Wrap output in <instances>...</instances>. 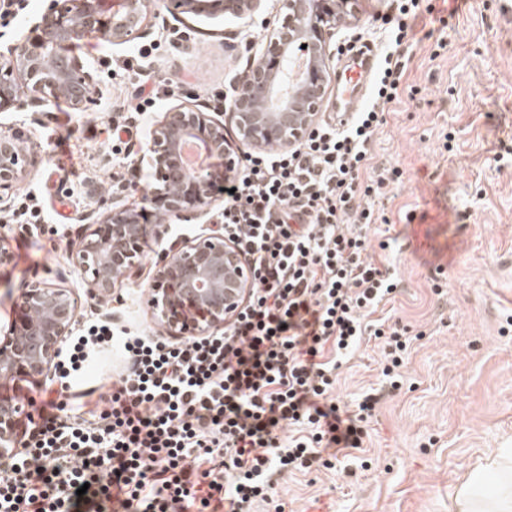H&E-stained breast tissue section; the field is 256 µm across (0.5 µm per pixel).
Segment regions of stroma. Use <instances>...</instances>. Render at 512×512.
Segmentation results:
<instances>
[{"mask_svg": "<svg viewBox=\"0 0 512 512\" xmlns=\"http://www.w3.org/2000/svg\"><path fill=\"white\" fill-rule=\"evenodd\" d=\"M277 8L267 0L242 25L222 15L177 19L159 2L150 36L115 47L91 33L73 45L98 74L96 106L76 112L59 100L0 116L29 131L42 153L0 202V212L25 203L42 210L37 223L0 229V245L13 256L0 267L1 325L14 317L21 289L57 268L66 272L64 287L83 298L78 329L96 321L69 260L77 230L116 184H126L123 202L133 208L152 188L142 140L132 142L133 164L112 159L109 128L132 103L133 62L143 60L153 81L182 83L157 103L152 120L181 103L223 111L230 81L247 64L245 42L260 43ZM395 12L394 0H360L354 45L383 51L380 19ZM240 30L246 40L235 39ZM409 39L403 91L385 108L366 172L382 182L368 253L396 287L377 314L413 335L408 360L391 387L378 365L380 346L362 341L338 369L333 393L348 406L376 395L362 451L328 469L276 474L273 497L251 512H449L468 469L512 448V0H464L455 8L422 0ZM414 224L428 225L447 262L405 249ZM197 229L179 223L163 239L148 238L136 276L119 290L121 325L160 335L146 306L155 266L177 235ZM123 367L118 354L96 350L75 381L108 388Z\"/></svg>", "mask_w": 512, "mask_h": 512, "instance_id": "stroma-1", "label": "stroma"}]
</instances>
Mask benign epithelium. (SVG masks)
<instances>
[{
  "mask_svg": "<svg viewBox=\"0 0 512 512\" xmlns=\"http://www.w3.org/2000/svg\"><path fill=\"white\" fill-rule=\"evenodd\" d=\"M264 0H170L181 14H225L246 20ZM357 0H279L277 23L233 84L229 112L204 105L172 106L151 130L146 155L154 185L138 210L111 195L86 216L71 251L99 305L112 300L140 266L149 218L172 223L200 221L202 232L175 239L156 266L147 306L168 336H209L242 306L253 283L251 269L224 237L213 214L224 193L232 154L290 150L304 141L331 102L332 40L356 20ZM151 0H49L31 20L29 34L0 63V112L35 110L62 99L77 111L95 105L98 79L70 45L80 34L100 31L114 46L151 33ZM193 143L201 162L193 170L181 148ZM37 145L24 131L0 130V201L28 177ZM71 291L40 280L21 291L14 318L0 328V381L37 384L55 369L78 322ZM25 412L0 395V458L20 451Z\"/></svg>",
  "mask_w": 512,
  "mask_h": 512,
  "instance_id": "obj_1",
  "label": "benign epithelium"
}]
</instances>
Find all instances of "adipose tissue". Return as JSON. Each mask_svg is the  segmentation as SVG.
<instances>
[{"label": "adipose tissue", "mask_w": 512, "mask_h": 512, "mask_svg": "<svg viewBox=\"0 0 512 512\" xmlns=\"http://www.w3.org/2000/svg\"><path fill=\"white\" fill-rule=\"evenodd\" d=\"M487 471L497 477L490 488L483 478ZM484 472L474 473L462 483L453 499L454 512H512V455L490 456Z\"/></svg>", "instance_id": "1"}]
</instances>
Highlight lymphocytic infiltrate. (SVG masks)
Instances as JSON below:
<instances>
[{"mask_svg":"<svg viewBox=\"0 0 512 512\" xmlns=\"http://www.w3.org/2000/svg\"><path fill=\"white\" fill-rule=\"evenodd\" d=\"M418 7L403 0L388 20L374 105L319 123L291 150L245 155L225 176L220 222L253 272L234 318L179 342L104 323L74 337L69 370L112 344L125 369L96 404L76 389L68 402H41L25 452L0 462V512H250L274 474L327 468L331 452L361 448L376 397L352 410L331 393L363 337L380 339L392 380L411 344L375 316L394 285L366 256L375 218L361 174L382 107L398 96Z\"/></svg>","mask_w":512,"mask_h":512,"instance_id":"obj_1","label":"lymphocytic infiltrate"}]
</instances>
